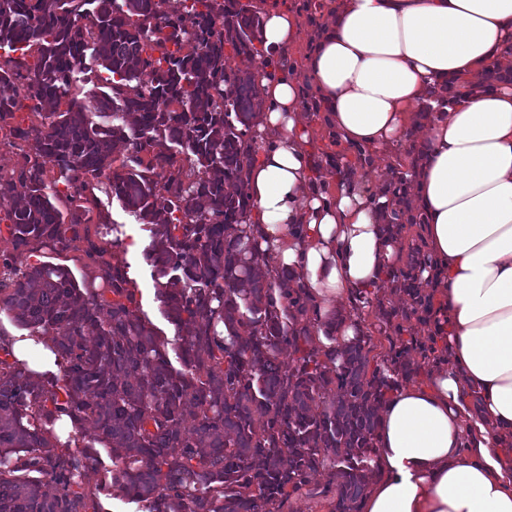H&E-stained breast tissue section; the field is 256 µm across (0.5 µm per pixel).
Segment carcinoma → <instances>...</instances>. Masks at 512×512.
Masks as SVG:
<instances>
[{"mask_svg":"<svg viewBox=\"0 0 512 512\" xmlns=\"http://www.w3.org/2000/svg\"><path fill=\"white\" fill-rule=\"evenodd\" d=\"M238 2L182 0L172 12L167 0H0V122L23 101L41 118L9 130L31 153L0 174V197L23 199L7 214L14 252L0 254V311L52 335L61 370L34 373L0 345V512H101L110 487L143 512H282L327 464L335 512H361L377 408L405 372L404 350L391 345L369 377L363 337L340 352L315 346L317 313L293 271L256 277L267 260L246 224V176L261 99L248 71H227L224 44L251 59L261 20ZM187 38L197 51L184 55ZM95 66L108 90L58 110L74 75ZM108 172L112 196L150 233L144 257L162 314L178 330L191 326L176 338L179 369L136 314L128 266L90 240L95 202L85 191ZM386 192L390 232L423 223L398 159ZM61 193L65 212L52 202ZM81 225L100 284L81 288L64 267L18 261L69 249ZM89 418L93 441L112 449L110 481L94 489L81 477L98 461L95 447L74 449L54 431Z\"/></svg>","mask_w":512,"mask_h":512,"instance_id":"obj_1","label":"carcinoma"}]
</instances>
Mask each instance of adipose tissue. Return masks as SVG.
<instances>
[{"instance_id": "obj_1", "label": "adipose tissue", "mask_w": 512, "mask_h": 512, "mask_svg": "<svg viewBox=\"0 0 512 512\" xmlns=\"http://www.w3.org/2000/svg\"><path fill=\"white\" fill-rule=\"evenodd\" d=\"M254 70L266 108L252 141L248 222L261 252L291 268L327 322L396 270L402 236L388 197L348 186L321 164L285 60L300 19L263 0ZM325 24L305 58L337 137L374 152L425 128L407 190L432 259L434 336L450 362L388 391L372 463L381 476L362 512H512V0H323ZM460 81L455 98L431 88ZM433 111H425V104Z\"/></svg>"}]
</instances>
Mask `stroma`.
<instances>
[{
	"instance_id": "obj_1",
	"label": "stroma",
	"mask_w": 512,
	"mask_h": 512,
	"mask_svg": "<svg viewBox=\"0 0 512 512\" xmlns=\"http://www.w3.org/2000/svg\"><path fill=\"white\" fill-rule=\"evenodd\" d=\"M318 94L310 78H303L301 82L300 104L304 108L306 121L314 130V149L322 161L328 165H335L336 161H344L354 171V182L358 185L370 183H383L387 166L395 159H402L403 163H411L412 156L407 147L398 146L387 149L381 153H372L370 165H362L355 148L349 147L337 150L336 135L322 112L313 110L311 104L316 101ZM89 197L94 198L95 214L101 221L109 224L122 225L124 232H139L140 226L133 216L128 214L113 199L107 177H100L94 181L87 191ZM84 240H76L69 250L55 253L44 251L29 256V263H48L68 267L77 280L92 279L97 270L86 258ZM110 262H122L127 265L130 274H133L136 299L139 311L144 314L155 326L162 340L167 345H174L176 328L161 313L160 303L155 296L154 283L151 279V269L146 265L143 255L132 254L126 245L110 248L107 255ZM432 294L430 289L417 287L408 292L394 287L392 283H384L368 302H360L355 298H348L340 309L342 316L353 318L360 322L362 333L366 341L365 349L370 364H379L389 352L390 345L405 347L404 361L409 369V381H417L432 368L448 363L449 356L446 351L436 350L431 354H423L422 349L434 342L433 319L430 310ZM391 312L392 323L402 325L401 335L388 338L382 322L383 312ZM329 467L319 468L317 473L310 476L306 485L285 503L283 512H334L336 505V487L330 477Z\"/></svg>"
}]
</instances>
